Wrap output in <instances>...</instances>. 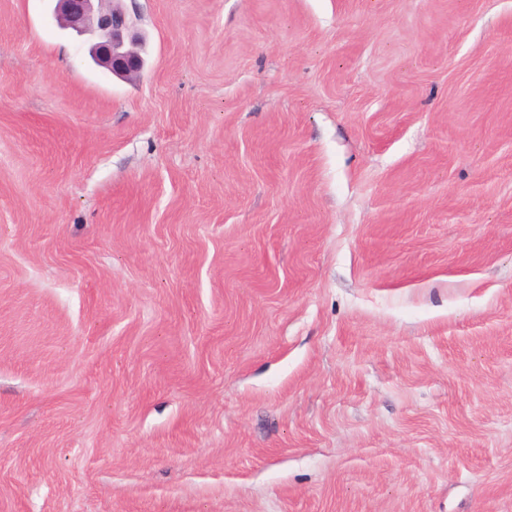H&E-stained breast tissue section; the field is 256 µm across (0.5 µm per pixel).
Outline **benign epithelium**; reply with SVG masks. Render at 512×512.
Listing matches in <instances>:
<instances>
[{"label": "benign epithelium", "instance_id": "benign-epithelium-1", "mask_svg": "<svg viewBox=\"0 0 512 512\" xmlns=\"http://www.w3.org/2000/svg\"><path fill=\"white\" fill-rule=\"evenodd\" d=\"M52 13L61 28L89 36V56L95 65L120 78L142 70L144 38L114 0H54Z\"/></svg>", "mask_w": 512, "mask_h": 512}]
</instances>
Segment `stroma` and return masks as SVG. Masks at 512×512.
I'll use <instances>...</instances> for the list:
<instances>
[{"label":"stroma","instance_id":"35a3bbf8","mask_svg":"<svg viewBox=\"0 0 512 512\" xmlns=\"http://www.w3.org/2000/svg\"><path fill=\"white\" fill-rule=\"evenodd\" d=\"M0 0V512H512V0ZM53 18L62 29L89 36V56L120 78L140 73L144 38L130 14L112 0H54Z\"/></svg>","mask_w":512,"mask_h":512}]
</instances>
